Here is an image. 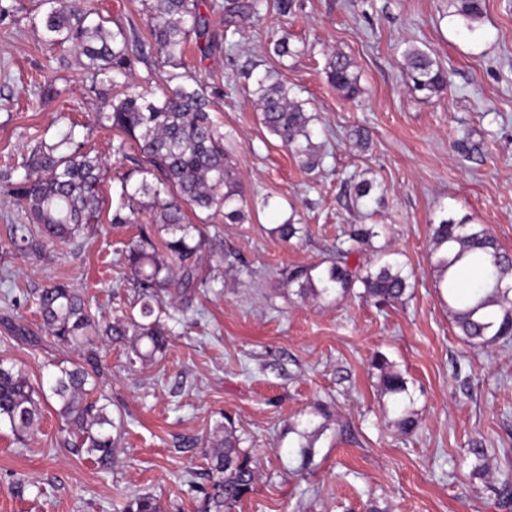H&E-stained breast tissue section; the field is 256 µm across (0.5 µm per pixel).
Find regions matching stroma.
Segmentation results:
<instances>
[{
	"mask_svg": "<svg viewBox=\"0 0 512 512\" xmlns=\"http://www.w3.org/2000/svg\"><path fill=\"white\" fill-rule=\"evenodd\" d=\"M474 34L453 0H261L237 17L233 50L200 58L189 45L192 78L221 88L210 116L243 186L249 214L240 224L187 209L206 241V284L190 309L167 303L172 342L164 359L129 365L127 343L99 345V392L126 433L109 468L73 446L74 429L44 406L36 429L17 439L0 427V512H120L126 495L149 493L161 512H199L207 487L205 446L231 418L253 461L255 482L234 512H512V498L471 477L462 459L482 441L494 474L512 472V345L474 347L451 326L428 256L433 224L444 218L484 225L512 252V0H485ZM109 28L149 43L141 0H76ZM0 359L33 386L79 354L45 332L25 292L65 282L85 289L98 319L113 318L136 290L122 254L138 231L107 216L71 241L14 252L10 227L24 214L8 194L24 177L16 162L37 141L75 130L85 151L106 164L111 198L139 152L113 151L122 134L95 121L103 99L69 48L44 44L33 25L41 0H0ZM291 52L274 53L281 33ZM415 45L448 73L425 97L412 88L403 53ZM352 61L363 90L346 100L326 79L332 54ZM313 115L323 162L306 172L260 123L252 90L267 70ZM55 81L58 95L41 97ZM370 133L356 146L352 129ZM373 180L381 199L356 200ZM306 225L285 242L271 229ZM354 224H375L374 248L404 264L409 297L375 304L353 296L333 303L298 298L283 269L335 257ZM408 380L419 426L401 434L383 396L375 355ZM325 415H317L316 405ZM324 430L308 470L298 468L288 427Z\"/></svg>",
	"mask_w": 512,
	"mask_h": 512,
	"instance_id": "obj_1",
	"label": "stroma"
}]
</instances>
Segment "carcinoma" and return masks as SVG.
Returning <instances> with one entry per match:
<instances>
[{"instance_id":"carcinoma-1","label":"carcinoma","mask_w":512,"mask_h":512,"mask_svg":"<svg viewBox=\"0 0 512 512\" xmlns=\"http://www.w3.org/2000/svg\"><path fill=\"white\" fill-rule=\"evenodd\" d=\"M457 2L467 30L474 32V23L483 17V0ZM202 4L203 0H143L151 45L161 63L172 68L167 82L176 85L157 97L148 80L125 82L95 117L98 124L121 131L142 156V162L122 176L112 194L109 219L112 224H136L143 211L152 216L151 223L140 225L137 239L124 255L134 275L138 301L102 323L78 289L62 282L32 288L26 299L35 305L46 331L59 344L80 351L79 361L56 365L44 389L34 387L15 364L0 359V426L24 437L41 419L43 402L52 397L58 414L80 433L78 450L103 467L112 463L120 447L124 424L112 416L110 400L89 398L88 386L100 374L97 339L106 336L127 342L132 366L164 355L171 331L163 319L159 293L174 286L177 295L185 296L205 283L195 263L205 236L199 225L187 222L184 206L220 214L233 223L245 219L242 185L224 152V133L208 112L216 91L198 82L192 86L179 82L183 74L178 69L183 67L190 36H196L205 58L223 46L210 33ZM43 5L44 43L68 45L77 58H86L81 66L91 74L92 91L99 84H116L117 77L132 70L130 39L124 29L108 28L99 13L75 9L71 0H43ZM404 60L414 90L430 97L444 89L446 74L426 51L412 45L405 50ZM326 77L348 100L361 93L353 63L343 54L331 56ZM253 96L260 123L304 170L319 168L323 154L321 145L313 141L312 117L290 96L288 86L267 71L256 79ZM82 148L71 128L52 143L38 141L22 157L19 167L25 170V178L15 184L12 196L24 209L26 222L11 225L14 250H35L45 241L76 238L98 218L104 204L103 164ZM271 232L288 242L307 229L287 220ZM377 236L376 225L360 224L349 234L351 247L337 251L336 258L288 268L282 277L302 300L335 302L353 293L359 283L362 298L378 304L401 303L410 288V274L403 264L380 258L357 272L348 265V258ZM174 261L178 262L176 269ZM430 261L435 287L446 294L451 324L464 340L479 347L511 343L512 286L507 282L512 281V253L485 227L446 218L433 225ZM372 365L379 371L382 393L401 407L397 428L404 434L413 432L418 419L404 405L409 395L406 378L382 354ZM288 433L296 435L289 447L296 449L300 468L308 467L317 431L293 425ZM242 443L231 420L217 425L208 454L209 486L203 489L200 512H232L252 490L255 470ZM466 457L473 460L471 475L484 477L488 466L482 442H473ZM122 512H160V506L154 496L137 493L126 496Z\"/></svg>"}]
</instances>
